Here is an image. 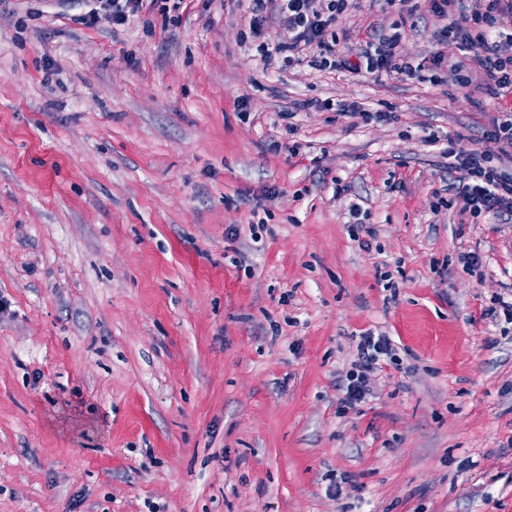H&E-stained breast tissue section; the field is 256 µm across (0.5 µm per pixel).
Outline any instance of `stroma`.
<instances>
[{
	"label": "stroma",
	"instance_id": "35a3bbf8",
	"mask_svg": "<svg viewBox=\"0 0 512 512\" xmlns=\"http://www.w3.org/2000/svg\"><path fill=\"white\" fill-rule=\"evenodd\" d=\"M80 12L0 0V512H512V223L431 209L503 101L265 62L250 0ZM446 24L327 37L426 67ZM88 10L80 15L82 24L94 25L101 16L112 21L114 26L124 25L131 15L143 7V0H85ZM393 343L389 336H374L368 333L361 336L357 344V359L345 375L343 382L344 397L341 400V409L346 411L368 399L371 396L370 376L381 368V357L393 356Z\"/></svg>",
	"mask_w": 512,
	"mask_h": 512
}]
</instances>
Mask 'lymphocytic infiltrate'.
<instances>
[{
  "mask_svg": "<svg viewBox=\"0 0 512 512\" xmlns=\"http://www.w3.org/2000/svg\"><path fill=\"white\" fill-rule=\"evenodd\" d=\"M349 0H252L249 28L259 37L257 50L264 60L282 57L294 60L304 51L316 50L321 65H328L333 45L326 40V32L337 13L346 10ZM430 11L447 18L440 42L441 51L433 57L434 65L447 66L462 86L472 87L480 95L497 99L512 92V34L496 28L498 16L512 13V0H426ZM83 24L93 25L100 17L111 19L113 25H124L143 5L167 12V0H85ZM277 15L286 25L288 41L269 43L261 34L268 25L270 15ZM398 35H391L375 44L358 62L350 64L351 73L360 75L375 72L415 74L408 62H397L395 48ZM450 44L460 45L462 53L455 56L447 52ZM492 137L498 145L497 161L476 149H462L457 139H449L441 149L442 158L448 159L449 206L460 215L472 218L492 217L497 223H512V113L495 122ZM394 351L390 337L366 335L357 345V358L345 375L343 409H350L371 396L370 377L380 368L382 358Z\"/></svg>",
  "mask_w": 512,
  "mask_h": 512,
  "instance_id": "obj_1",
  "label": "lymphocytic infiltrate"
}]
</instances>
